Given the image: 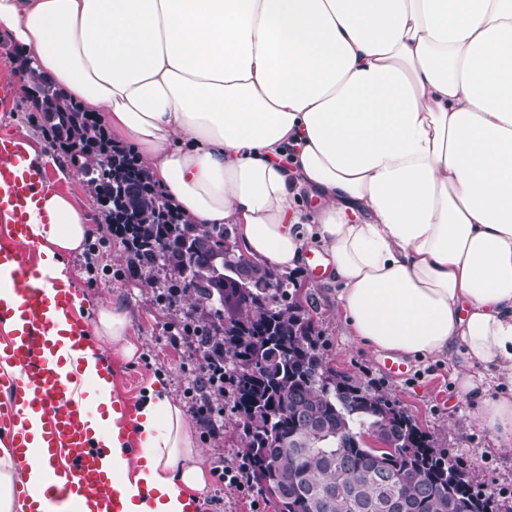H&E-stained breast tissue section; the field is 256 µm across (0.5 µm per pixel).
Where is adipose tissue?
Returning <instances> with one entry per match:
<instances>
[{"mask_svg": "<svg viewBox=\"0 0 512 512\" xmlns=\"http://www.w3.org/2000/svg\"><path fill=\"white\" fill-rule=\"evenodd\" d=\"M0 31L192 222L236 225L281 269L320 251L357 345L456 355L471 420L512 439V0H0ZM29 223L40 263L71 279L82 209L48 193ZM92 325L90 399L108 404L103 343L137 346L121 304ZM134 420L138 466L118 423L98 433L129 512H187L209 474L184 411L151 386ZM18 475L44 480L0 453V512Z\"/></svg>", "mask_w": 512, "mask_h": 512, "instance_id": "obj_1", "label": "adipose tissue"}]
</instances>
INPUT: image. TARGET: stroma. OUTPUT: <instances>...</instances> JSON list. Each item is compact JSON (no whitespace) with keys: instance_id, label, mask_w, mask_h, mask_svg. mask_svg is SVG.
Here are the masks:
<instances>
[{"instance_id":"obj_1","label":"stroma","mask_w":512,"mask_h":512,"mask_svg":"<svg viewBox=\"0 0 512 512\" xmlns=\"http://www.w3.org/2000/svg\"><path fill=\"white\" fill-rule=\"evenodd\" d=\"M0 137L24 138L40 153L51 155L53 162L46 167L49 186L53 191L70 195L96 230L94 238L85 242L83 251L68 255L67 263L89 313H96L99 305L115 301L129 312L131 338L138 346L136 355L128 359L116 347L106 349L112 358L116 395L135 405L142 400L148 385H164L192 424L198 447L206 449V466L214 467L220 460H235L244 450V436L236 426V411L225 406L223 416L210 429H203L186 390L192 381L190 367L201 366L204 359L196 343L187 340L175 346L169 340L170 328L192 316L191 306L182 300L173 305L157 301L154 289L133 276L125 245L101 229L103 216L93 195L86 186L60 178L59 169L68 167L69 161L62 152L51 150L49 127L27 96L15 94L9 101H0ZM90 250L96 254L91 263L86 260ZM287 275L322 341L324 356L331 367L406 408L418 427L431 437L435 448L447 453L452 462L463 465L475 484L512 489V451H498L495 432L469 421L472 400L458 392L451 377L457 365L455 357L413 358L406 379L389 377L378 365L379 354L356 345L347 336L337 314V285L311 274L306 265L288 270Z\"/></svg>"}]
</instances>
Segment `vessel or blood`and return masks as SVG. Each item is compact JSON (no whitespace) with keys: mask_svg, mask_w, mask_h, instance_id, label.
<instances>
[{"mask_svg":"<svg viewBox=\"0 0 512 512\" xmlns=\"http://www.w3.org/2000/svg\"><path fill=\"white\" fill-rule=\"evenodd\" d=\"M46 180L24 140L0 139V445L46 474L35 490L18 487L23 512H128L103 469L111 451L94 437L99 420L126 407L88 401V331L61 327L75 317L79 292L38 264L30 241Z\"/></svg>","mask_w":512,"mask_h":512,"instance_id":"1","label":"vessel or blood"}]
</instances>
